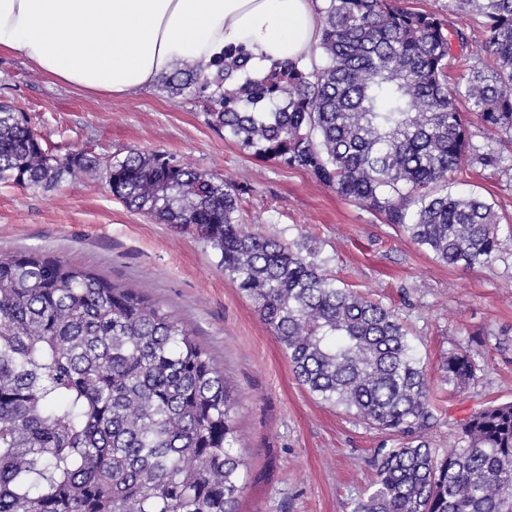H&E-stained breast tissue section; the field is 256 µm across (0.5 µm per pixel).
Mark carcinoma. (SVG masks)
<instances>
[{"instance_id": "cac0c4a2", "label": "carcinoma", "mask_w": 512, "mask_h": 512, "mask_svg": "<svg viewBox=\"0 0 512 512\" xmlns=\"http://www.w3.org/2000/svg\"><path fill=\"white\" fill-rule=\"evenodd\" d=\"M483 18L493 63L465 65L466 34L397 0H321V67L275 64L228 47L205 73L178 62L161 81L192 95L208 123L252 155L309 173L381 215L436 260L473 268L497 251L500 220L466 193L440 192L465 163L499 153L471 142L479 122L512 144V0H455ZM95 173L127 208L192 227L249 298L322 402L405 438L375 450L370 493L350 512H512V402L459 428L440 452L431 381L391 309L332 277L307 238L242 224L245 189L164 151L102 163L57 157L21 113L0 104V183L51 190ZM441 382L475 377L472 349L448 353ZM239 397L195 331L158 302L59 257L0 255V512H235L247 464L236 450Z\"/></svg>"}]
</instances>
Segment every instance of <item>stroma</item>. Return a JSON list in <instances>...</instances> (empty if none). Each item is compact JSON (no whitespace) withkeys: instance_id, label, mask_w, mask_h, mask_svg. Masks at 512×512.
Masks as SVG:
<instances>
[{"instance_id":"obj_1","label":"stroma","mask_w":512,"mask_h":512,"mask_svg":"<svg viewBox=\"0 0 512 512\" xmlns=\"http://www.w3.org/2000/svg\"><path fill=\"white\" fill-rule=\"evenodd\" d=\"M399 3L444 16L468 35V56L487 58L481 17L457 13L453 0ZM0 103L23 112L52 154L160 150L248 186L241 209L249 230L307 236L329 271L398 312L435 383L438 420L424 435L431 447L455 446L470 414L512 401V147L497 165L457 176L500 217L493 258L463 269L440 263L309 173L250 155L209 125L194 97L173 98L158 85L130 98L93 97L1 53ZM21 251L56 255L136 289L197 332L241 395L238 451L248 473L237 512H348L375 478L376 448L398 444L298 383L252 303L193 229L128 209L99 176L50 191L0 184V253ZM472 338L481 343L474 379L458 390L439 385L443 357Z\"/></svg>"}]
</instances>
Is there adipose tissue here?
Returning a JSON list of instances; mask_svg holds the SVG:
<instances>
[{
  "instance_id": "adipose-tissue-1",
  "label": "adipose tissue",
  "mask_w": 512,
  "mask_h": 512,
  "mask_svg": "<svg viewBox=\"0 0 512 512\" xmlns=\"http://www.w3.org/2000/svg\"><path fill=\"white\" fill-rule=\"evenodd\" d=\"M312 0H0V52L86 94L133 97L246 43L253 75L318 44Z\"/></svg>"
}]
</instances>
